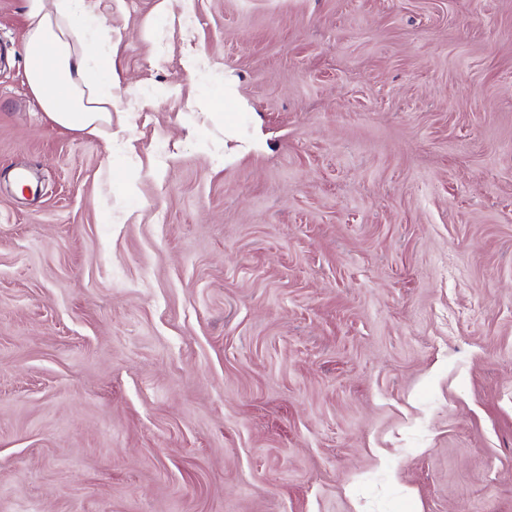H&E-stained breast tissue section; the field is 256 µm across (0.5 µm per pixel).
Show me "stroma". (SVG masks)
<instances>
[{"mask_svg": "<svg viewBox=\"0 0 512 512\" xmlns=\"http://www.w3.org/2000/svg\"><path fill=\"white\" fill-rule=\"evenodd\" d=\"M112 135L0 0V512H512V0H95Z\"/></svg>", "mask_w": 512, "mask_h": 512, "instance_id": "stroma-1", "label": "stroma"}]
</instances>
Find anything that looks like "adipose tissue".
I'll return each mask as SVG.
<instances>
[{"mask_svg": "<svg viewBox=\"0 0 512 512\" xmlns=\"http://www.w3.org/2000/svg\"><path fill=\"white\" fill-rule=\"evenodd\" d=\"M24 49L31 91L57 125L92 136H111L112 59L92 56L85 22L92 0H25Z\"/></svg>", "mask_w": 512, "mask_h": 512, "instance_id": "obj_1", "label": "adipose tissue"}]
</instances>
